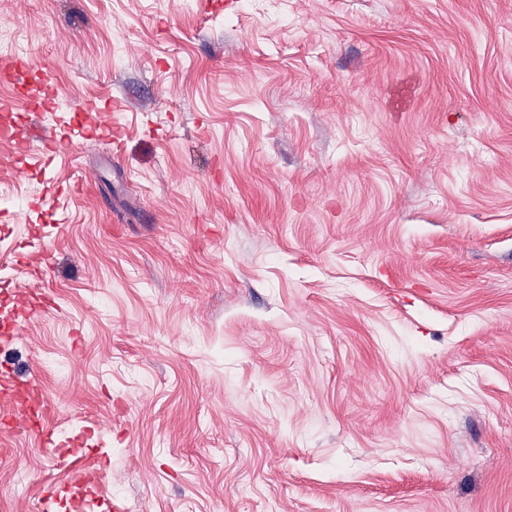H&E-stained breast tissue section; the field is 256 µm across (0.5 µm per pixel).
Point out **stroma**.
Returning <instances> with one entry per match:
<instances>
[{"instance_id":"1","label":"stroma","mask_w":512,"mask_h":512,"mask_svg":"<svg viewBox=\"0 0 512 512\" xmlns=\"http://www.w3.org/2000/svg\"><path fill=\"white\" fill-rule=\"evenodd\" d=\"M224 3L0 0L74 146L0 139V289L55 301L0 372L84 512H512V0ZM61 454L0 425V512ZM71 147L68 143L61 144L57 141L56 136L52 133L45 131L42 136V153H41V166L46 169L52 165L56 157L66 155ZM45 399L31 383L4 384L0 389V418L12 428L30 430L43 421Z\"/></svg>"}]
</instances>
